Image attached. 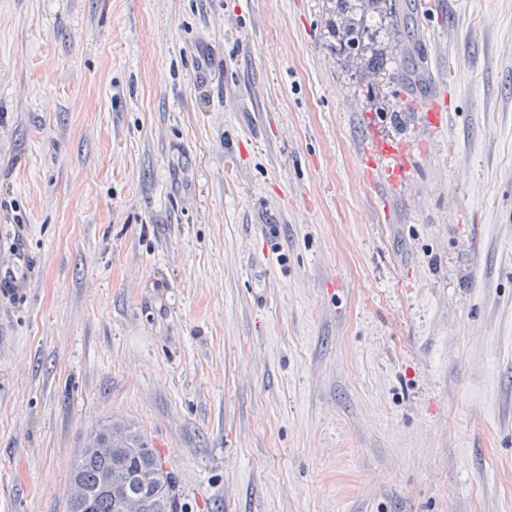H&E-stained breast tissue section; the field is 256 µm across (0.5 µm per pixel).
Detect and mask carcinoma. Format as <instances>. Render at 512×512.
Returning <instances> with one entry per match:
<instances>
[{"label": "carcinoma", "mask_w": 512, "mask_h": 512, "mask_svg": "<svg viewBox=\"0 0 512 512\" xmlns=\"http://www.w3.org/2000/svg\"><path fill=\"white\" fill-rule=\"evenodd\" d=\"M329 47L349 60L366 91L407 52L388 19L395 0H326ZM66 512H179L175 474L164 468L147 435L113 418L84 441L71 467Z\"/></svg>", "instance_id": "1"}]
</instances>
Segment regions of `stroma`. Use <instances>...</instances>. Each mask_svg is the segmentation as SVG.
<instances>
[{
  "label": "stroma",
  "mask_w": 512,
  "mask_h": 512,
  "mask_svg": "<svg viewBox=\"0 0 512 512\" xmlns=\"http://www.w3.org/2000/svg\"><path fill=\"white\" fill-rule=\"evenodd\" d=\"M325 12L0 0V512L113 416L182 512H512V0L416 15L383 120ZM363 162L367 165L370 174L373 169H381L387 174L388 180L395 183L399 178L405 177L409 170V162L405 155L381 142L373 144L364 151ZM28 229L24 224L11 228L12 244L0 255V293L5 297H16L25 293L29 286L28 269L31 256L27 248Z\"/></svg>",
  "instance_id": "stroma-1"
}]
</instances>
